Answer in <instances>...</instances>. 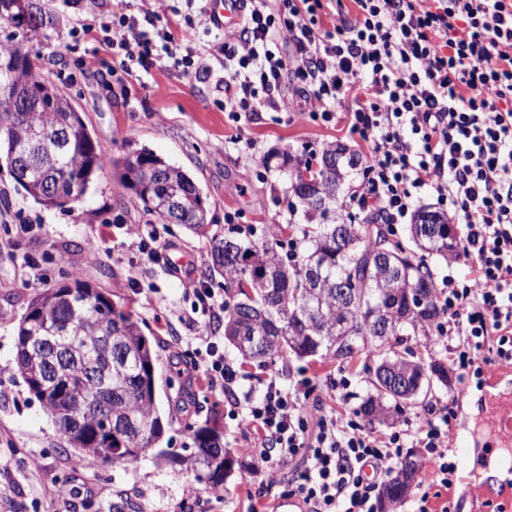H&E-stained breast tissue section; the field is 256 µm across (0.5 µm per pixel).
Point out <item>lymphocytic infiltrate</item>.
I'll list each match as a JSON object with an SVG mask.
<instances>
[{"label": "lymphocytic infiltrate", "instance_id": "obj_1", "mask_svg": "<svg viewBox=\"0 0 512 512\" xmlns=\"http://www.w3.org/2000/svg\"><path fill=\"white\" fill-rule=\"evenodd\" d=\"M186 2L194 10L175 27L170 0H118L98 22L100 42L138 80L162 63L202 82L222 69L224 110L235 122L279 111L289 80L312 119L346 120L369 149L349 219L369 211L381 223H403L425 188L453 208L471 272L466 283L451 279L438 289L444 319L435 340L449 344L463 374L488 353L512 364V0H353L354 20L330 28L320 23L323 0H281L275 11L250 0L234 36L207 5ZM202 34L214 38L211 56L197 49ZM344 98L354 106L342 114ZM202 342L197 380L232 392L244 372L225 360L214 337ZM308 398L307 384L288 388L269 376L239 424L252 433L251 453L269 475L302 460L283 494L309 512H376L365 473L393 475L409 440L428 449L441 483L453 485V407L386 436Z\"/></svg>", "mask_w": 512, "mask_h": 512}]
</instances>
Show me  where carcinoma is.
<instances>
[{"mask_svg": "<svg viewBox=\"0 0 512 512\" xmlns=\"http://www.w3.org/2000/svg\"><path fill=\"white\" fill-rule=\"evenodd\" d=\"M29 20L19 14L17 0H0V24L13 30L0 39V87L9 86L18 95L33 88L35 101L23 105L17 121L0 127V158L5 160L13 148L24 154L20 173L10 171L14 181L37 203L46 208H62L58 198L85 194L95 174L110 166L119 183L132 191L142 209L165 224H180L191 232L208 234L207 208L195 181L180 167L145 149H135L119 159H108L97 152L90 132L80 116L68 112L69 98L51 81L44 86H30L33 75L16 58L17 47L33 39L49 42L55 22L49 5L43 0H27ZM288 171L290 189L303 206L306 224L300 238L291 241L302 248V256L281 254L269 243L243 245L237 241L211 238L212 264L209 270L224 274V284L235 289L234 303L224 322V336L247 362L263 364L276 358H330L350 364L366 353H382L375 343L363 336L371 334V305L389 299L391 292L410 285L419 287L424 304L410 320L397 326L388 338L387 351L398 370L417 363L416 352L408 345L410 337L426 332L439 316L435 283L424 256L406 250L401 242L391 243L387 226L367 220L362 224L347 223L336 213L337 201L323 193L330 174L318 173L316 185L301 182L300 164ZM359 154L336 143L322 151L320 163L339 164L343 176L358 170ZM415 213L410 225L411 240L423 253L448 258V246L437 239L424 237L423 216ZM382 249L395 252L392 266L378 263ZM71 283L47 289L34 297L17 327L16 372L30 393L42 404L47 415L66 433L64 440L78 462L94 463L110 460L114 464L129 462L125 453L114 445L95 440L94 416L80 413L79 398L70 404L45 394L38 388L35 373L43 360L26 346L30 336H47L53 328H68L70 350L58 361V372L74 388H79L95 368L106 374L112 386V397L95 400L96 409L112 403V415L133 419L139 430L125 432L124 447L149 448L163 434V424L156 398L143 389L142 375L155 369L151 343L140 323L123 306L111 302L97 292L94 302L82 303V292L91 285L70 274ZM345 288L349 298L336 301V290ZM348 323L350 338L338 344L336 319ZM112 337V356L104 354V337ZM373 386L376 395L368 397L360 412L373 420L377 406L394 404L399 408L404 397L399 390L381 378ZM82 419L80 427H70L68 416ZM196 451L189 464L199 471L203 458L226 453L218 427L207 439L194 433ZM405 462L385 484L383 499L393 507L405 496L408 476Z\"/></svg>", "mask_w": 512, "mask_h": 512, "instance_id": "obj_1", "label": "carcinoma"}]
</instances>
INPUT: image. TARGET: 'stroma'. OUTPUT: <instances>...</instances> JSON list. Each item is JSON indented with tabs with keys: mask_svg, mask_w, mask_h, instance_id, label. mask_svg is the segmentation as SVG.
I'll list each match as a JSON object with an SVG mask.
<instances>
[{
	"mask_svg": "<svg viewBox=\"0 0 512 512\" xmlns=\"http://www.w3.org/2000/svg\"><path fill=\"white\" fill-rule=\"evenodd\" d=\"M50 5L57 16V37L49 45L29 43L39 71L54 83L82 115L98 150L120 158L129 150L146 148L181 167L197 182L208 208V222L221 238L244 244L287 240L288 223H303L302 210L278 167L288 153L318 164L324 145L335 142L367 157L368 148L344 124L327 126L301 116V99L283 91L281 109L256 112L233 123L222 108L224 91L215 81L198 82L158 66L146 82L119 84L105 48L89 52L86 43L73 42L72 28L93 24L98 14L111 13L113 0H99L98 14L79 8ZM237 213L236 223L224 221ZM34 220V231L23 238L10 230L15 215ZM124 189L113 169L97 173L81 202L73 209H48L36 203L0 165V512H273L279 487L268 486L259 470L246 434L230 414L232 404L258 400L262 380L277 375L286 386L308 381L310 398L324 411L353 415L372 393L368 357L346 366L320 358L279 359L266 364L243 363L238 350L224 340V324L207 328L218 337L225 360L244 364L248 376L234 397L207 392L194 381L199 346L195 332L184 322L194 300L186 291L184 274L171 265H193L192 277L204 287L233 301L220 273H207L211 262L208 239L177 224L166 227L170 262L151 261L139 253L130 225H152ZM109 295L139 319L158 354V405L165 420L161 445L170 463L152 458L128 464L102 461L82 468L72 459L59 430L14 370L16 326L33 297L68 281L70 272ZM465 387L463 404L449 434L448 456L457 474L471 488L484 486L481 475L490 458L493 435L485 423L492 397L512 395V374L496 386L486 382L485 369L471 370L467 380L451 374L448 384L405 404L401 415L374 421L380 433L405 430L420 423L432 408ZM218 422L222 441L234 460L222 497L198 481L187 464L194 450L193 432L206 422ZM418 476L396 512H472L470 503L452 501L426 465V449Z\"/></svg>",
	"mask_w": 512,
	"mask_h": 512,
	"instance_id": "stroma-1",
	"label": "stroma"
}]
</instances>
